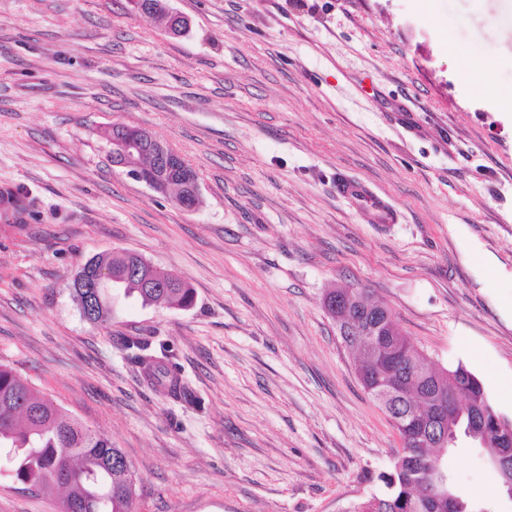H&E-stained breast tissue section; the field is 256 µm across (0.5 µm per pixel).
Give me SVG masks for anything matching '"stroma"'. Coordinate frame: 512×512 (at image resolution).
Here are the masks:
<instances>
[{"label":"stroma","instance_id":"obj_1","mask_svg":"<svg viewBox=\"0 0 512 512\" xmlns=\"http://www.w3.org/2000/svg\"><path fill=\"white\" fill-rule=\"evenodd\" d=\"M0 0V364L121 448L130 512H348L399 439L324 307L365 289L432 366L463 362L512 419V113L472 83L500 62L502 0ZM139 126L198 173L182 209L112 165ZM399 213L374 224L334 184ZM129 250L195 290L178 309L112 291L82 318L81 265ZM166 344L200 406L152 387L121 344ZM482 512H512L485 452L444 459ZM0 463V512H58ZM129 2L134 11L151 16L167 30L169 14L167 13L165 0H131ZM336 194L354 204L374 224H394L397 211L386 197L349 177L336 180Z\"/></svg>","mask_w":512,"mask_h":512}]
</instances>
